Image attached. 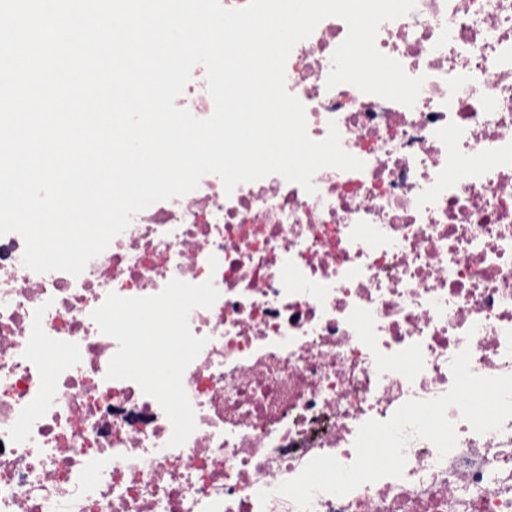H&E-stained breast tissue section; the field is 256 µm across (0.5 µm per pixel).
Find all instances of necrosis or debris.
<instances>
[{
	"instance_id": "obj_1",
	"label": "necrosis or debris",
	"mask_w": 512,
	"mask_h": 512,
	"mask_svg": "<svg viewBox=\"0 0 512 512\" xmlns=\"http://www.w3.org/2000/svg\"><path fill=\"white\" fill-rule=\"evenodd\" d=\"M347 32L322 20L286 88L309 137L336 123L363 170L322 169L312 194L205 175L77 276L25 268L23 238L0 236V512H299L277 486L321 455L351 464L363 423L446 394L460 351L512 374V0H416L380 25L377 48L425 79L411 108L327 88ZM175 104L212 115L203 66ZM175 278L219 297L189 315L207 343L182 377L196 429L172 448L158 402L107 378L118 343L91 314ZM447 417L448 455L411 440L403 478L312 512H512V418L479 434Z\"/></svg>"
}]
</instances>
